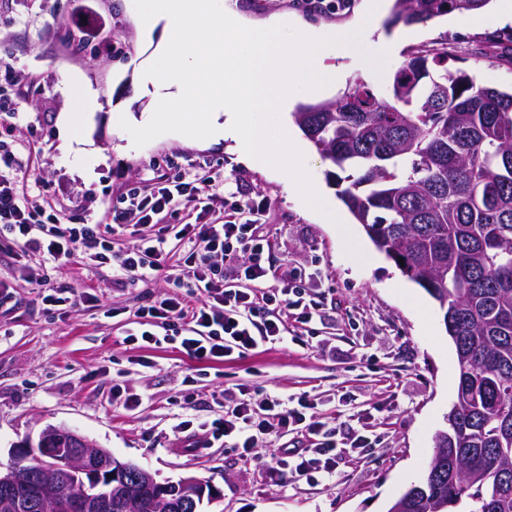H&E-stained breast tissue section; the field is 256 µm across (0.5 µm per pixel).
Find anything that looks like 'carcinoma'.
<instances>
[{"instance_id":"cac0c4a2","label":"carcinoma","mask_w":512,"mask_h":512,"mask_svg":"<svg viewBox=\"0 0 512 512\" xmlns=\"http://www.w3.org/2000/svg\"><path fill=\"white\" fill-rule=\"evenodd\" d=\"M489 0H396L424 24ZM294 123L345 176L339 198L375 247L443 316L459 369L439 475L407 489L410 512H512V93L417 51L382 97L357 80Z\"/></svg>"}]
</instances>
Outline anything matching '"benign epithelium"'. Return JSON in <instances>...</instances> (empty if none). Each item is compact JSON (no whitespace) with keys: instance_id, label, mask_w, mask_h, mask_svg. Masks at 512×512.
<instances>
[{"instance_id":"obj_1","label":"benign epithelium","mask_w":512,"mask_h":512,"mask_svg":"<svg viewBox=\"0 0 512 512\" xmlns=\"http://www.w3.org/2000/svg\"><path fill=\"white\" fill-rule=\"evenodd\" d=\"M40 453L54 461L56 474L73 480L89 478L96 485L92 496L76 497L67 493H52L42 483L29 481L13 469L0 470V503L16 506L26 500V506L47 505L48 512H111L112 504H123L143 480L151 475L130 462L112 455L107 448H98L85 436L63 426H46L37 440L27 439L11 449L14 459ZM184 497L174 512H190L213 500L217 490L209 488L199 478L181 479Z\"/></svg>"}]
</instances>
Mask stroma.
<instances>
[{"instance_id":"1","label":"stroma","mask_w":512,"mask_h":512,"mask_svg":"<svg viewBox=\"0 0 512 512\" xmlns=\"http://www.w3.org/2000/svg\"><path fill=\"white\" fill-rule=\"evenodd\" d=\"M369 6L370 0H350L332 13L304 8L301 0H232L252 25L285 15L322 33L361 23ZM50 9L58 23H48ZM80 10L96 15L100 29L76 43L70 19ZM377 31L401 43L375 83L379 93L388 91L404 58L432 48L447 51L449 69L512 89V41L503 28L472 29L446 15L408 27L384 17ZM116 45L123 54L113 53ZM0 51L28 77L0 93L21 99L26 111L14 174L27 187L29 205L52 202L92 224L109 196L145 178L150 166L192 172L223 165L225 177L238 184L237 200L266 202L269 261L312 275L309 293L320 313L300 336L201 363L171 345L125 342L135 311L168 293L164 281L118 287L106 264L43 268L51 285L89 288L99 299L93 309L49 311L19 271L23 264L39 267L40 257L21 261L2 253L0 278L11 281L13 299L0 306V463L44 427L64 426L160 478L210 481L220 498L205 512H387L422 479L433 437L455 398V348L425 290L375 250L361 225L350 224L345 236L322 223L296 203L292 181L240 164L227 143L164 134L135 146L119 119L140 120L150 111L149 98L136 92L135 75L151 50L126 0H0ZM75 77L92 86L100 103L82 124L96 152L88 166L64 152L58 137L61 121L75 109ZM349 236L369 261L347 254ZM241 384L284 400L303 393L314 399L323 420L336 428L335 480L274 474L271 457L291 444L289 433L260 441L247 459L205 433V424L224 413L223 391ZM362 419L374 442L355 456L346 445ZM184 420L196 428L195 437L177 432Z\"/></svg>"}]
</instances>
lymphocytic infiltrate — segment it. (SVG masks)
<instances>
[{
    "mask_svg": "<svg viewBox=\"0 0 512 512\" xmlns=\"http://www.w3.org/2000/svg\"><path fill=\"white\" fill-rule=\"evenodd\" d=\"M14 165L10 145L0 140V251L20 247L57 267L91 256L111 265L114 284L161 279L172 286L168 297L139 308L140 329L129 333L128 341L145 347L175 343L197 361H223L284 338L287 319L300 325L313 320L316 310L295 270L263 259L265 203L247 200L233 206L232 218L222 217L224 176L214 167L178 176L153 173L113 197L96 225L73 223L66 210L53 205L29 207ZM204 186L210 189L205 196ZM124 232L131 233L132 244L113 250L108 234ZM171 237L186 247L179 270L162 259ZM284 429L307 444L278 449L274 472L335 479V430L312 412L306 397L292 406L272 396L255 402L240 388L234 406L213 421L211 434L246 458L260 439Z\"/></svg>",
    "mask_w": 512,
    "mask_h": 512,
    "instance_id": "1",
    "label": "lymphocytic infiltrate"
}]
</instances>
